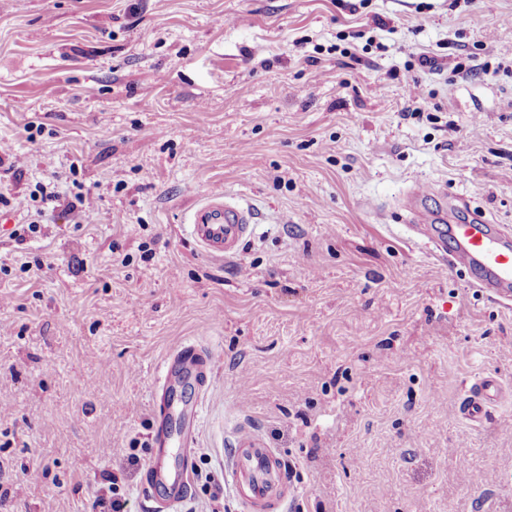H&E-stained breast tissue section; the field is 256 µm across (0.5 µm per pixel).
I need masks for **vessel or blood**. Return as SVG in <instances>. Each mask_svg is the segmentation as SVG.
Masks as SVG:
<instances>
[{"label":"vessel or blood","instance_id":"obj_1","mask_svg":"<svg viewBox=\"0 0 512 512\" xmlns=\"http://www.w3.org/2000/svg\"><path fill=\"white\" fill-rule=\"evenodd\" d=\"M436 195V189L430 186H416L409 191L405 209L410 223L418 225L420 234L436 250L447 254L453 266L467 270L474 287L511 298L512 229L490 223L485 215L465 211L457 204L449 205L440 214H431L423 204ZM254 230L249 208L218 189L202 193L189 215L191 236L204 253L217 258L237 255ZM212 365L213 357L207 349L194 344L176 346L165 362L159 384L164 392L175 393L178 384ZM495 389L494 380L478 378L470 386L460 414L470 421L483 422ZM199 420L200 405L196 402L170 406L154 420L150 434L153 453L146 482L149 488L162 492L154 500L155 512H173L184 499L188 475L169 463L168 448L176 434L183 442H190ZM231 475L246 512H284L294 496L283 460L255 434H244L238 441Z\"/></svg>","mask_w":512,"mask_h":512}]
</instances>
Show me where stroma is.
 Here are the masks:
<instances>
[{"mask_svg": "<svg viewBox=\"0 0 512 512\" xmlns=\"http://www.w3.org/2000/svg\"><path fill=\"white\" fill-rule=\"evenodd\" d=\"M418 184L512 227V0H0V512H86L112 475L152 512L185 340L216 366L181 512H243L246 429L294 512H512V299L403 224ZM201 188L253 210L237 257L183 231ZM205 368H214L213 357L207 349L194 344L178 345L165 361L163 374L158 380L160 387L169 395L176 393L175 385L196 377ZM494 380L480 377L468 390V395L459 408L460 414L466 419L475 423H481L487 418L488 405L493 396L491 392L496 391Z\"/></svg>", "mask_w": 512, "mask_h": 512, "instance_id": "obj_1", "label": "stroma"}]
</instances>
